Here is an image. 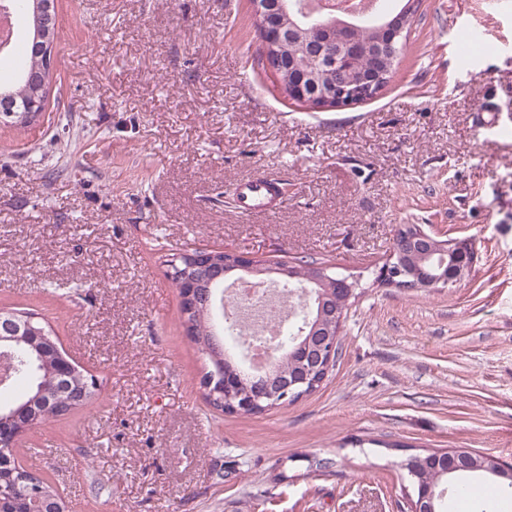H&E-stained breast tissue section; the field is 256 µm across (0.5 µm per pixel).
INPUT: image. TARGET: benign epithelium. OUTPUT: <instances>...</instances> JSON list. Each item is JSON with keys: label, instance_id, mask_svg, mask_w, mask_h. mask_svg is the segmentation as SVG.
Masks as SVG:
<instances>
[{"label": "benign epithelium", "instance_id": "obj_1", "mask_svg": "<svg viewBox=\"0 0 512 512\" xmlns=\"http://www.w3.org/2000/svg\"><path fill=\"white\" fill-rule=\"evenodd\" d=\"M254 18L261 39L264 56L278 46H288L291 54L303 55L310 63V69L300 75V79L288 87L289 99L314 107L341 108L374 98L378 93L377 82L387 75L389 64L402 45L403 34L408 27L411 11L404 8L396 15L386 16V21L378 28L382 37L362 42L358 26L354 23L335 25L333 15H325L316 0H296L293 13H288L282 0H253ZM55 5L52 0H44L40 5V16L34 38L36 46L49 43L53 39ZM53 61L44 57L36 65L23 63L19 76L28 86V95L20 105L4 116L10 118L14 126H26L44 113L46 97L45 73L52 69ZM186 270L177 273L178 288L188 298L207 306L214 303L212 285L224 275L240 270L246 273L258 269L257 261L231 249L197 248L184 254ZM474 264V251L462 241H442L419 228L411 234L394 240L383 272L375 282L379 285L396 288H432L440 283L456 284L468 275ZM314 280L337 283L338 289L328 288L321 296V314L313 325L310 336L303 345L307 364L300 367L294 377L273 383L267 376L255 385L247 395L236 394L229 382L214 386L222 377V364L207 377L200 380V387L206 400L214 399L215 394L224 395V403L231 406L237 415H253L272 407L293 404L311 392L319 380L312 379L316 372L329 374L340 354V328L345 311L336 308V293L351 299L355 295L357 282L347 277L334 279L320 268ZM32 327L16 319V314L0 308V340H14L16 344L0 347V384L6 385L26 365L28 352L20 342L30 335ZM45 381L52 383L64 394L74 393L68 378L74 371V360L62 354L56 343L48 341L39 356ZM20 412L16 407H0V446L9 444L19 447L22 437L38 428L35 422L22 429L7 425L10 417ZM428 458L448 464V472L460 470H485L494 477L511 481L512 464L491 459L486 465L463 450L437 451ZM435 497L433 486L407 492L410 512H427L424 502Z\"/></svg>", "mask_w": 512, "mask_h": 512}]
</instances>
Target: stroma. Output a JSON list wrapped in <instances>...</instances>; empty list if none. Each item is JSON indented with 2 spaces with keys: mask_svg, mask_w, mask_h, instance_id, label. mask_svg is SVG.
<instances>
[{
  "mask_svg": "<svg viewBox=\"0 0 512 512\" xmlns=\"http://www.w3.org/2000/svg\"><path fill=\"white\" fill-rule=\"evenodd\" d=\"M259 45L251 0H58L46 119L0 125V307L100 385L25 440L70 512H405L409 455L512 463V0H421L393 81L341 108L285 98ZM265 174L282 208L240 214ZM402 224L472 242L470 274L377 285ZM205 247L359 278L316 392L209 405L170 277Z\"/></svg>",
  "mask_w": 512,
  "mask_h": 512,
  "instance_id": "1",
  "label": "stroma"
}]
</instances>
